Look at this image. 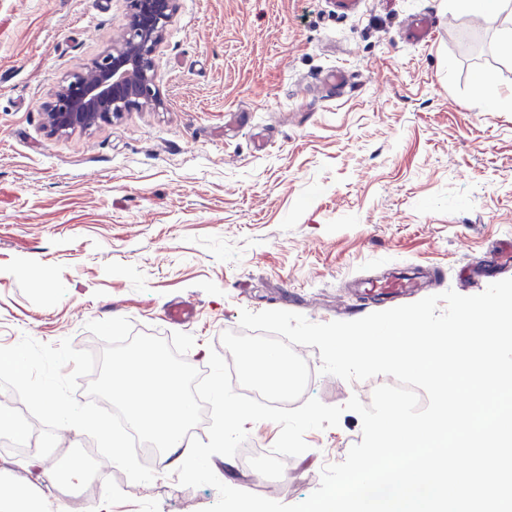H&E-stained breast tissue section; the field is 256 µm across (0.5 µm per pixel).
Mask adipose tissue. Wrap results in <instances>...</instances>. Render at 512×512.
<instances>
[{"mask_svg":"<svg viewBox=\"0 0 512 512\" xmlns=\"http://www.w3.org/2000/svg\"><path fill=\"white\" fill-rule=\"evenodd\" d=\"M107 386L127 420L139 433L157 441L163 469L185 476L198 473L189 433L195 409L184 394L182 372L169 365L161 350L132 348L114 361Z\"/></svg>","mask_w":512,"mask_h":512,"instance_id":"obj_1","label":"adipose tissue"}]
</instances>
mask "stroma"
I'll return each mask as SVG.
<instances>
[{
	"instance_id": "obj_1",
	"label": "stroma",
	"mask_w": 512,
	"mask_h": 512,
	"mask_svg": "<svg viewBox=\"0 0 512 512\" xmlns=\"http://www.w3.org/2000/svg\"><path fill=\"white\" fill-rule=\"evenodd\" d=\"M128 0H0V346L70 339L101 353L88 322L191 334L207 373L240 312L348 321L416 302L359 299L354 280L390 267L437 270L428 292L470 296L512 278L462 268L512 239V37L506 13L452 0H179L155 53L163 104L53 136L43 112L61 81L120 40ZM430 15L431 41L413 40ZM342 68L344 93L321 82ZM489 72L492 84L478 86ZM496 110H488V103ZM183 301L195 313L170 321ZM306 397L343 407L306 433L288 480L265 498L296 504L345 460L362 422L351 396L387 384L320 372ZM112 512H202L219 494L173 472L114 470Z\"/></svg>"
}]
</instances>
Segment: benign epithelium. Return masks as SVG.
Returning <instances> with one entry per match:
<instances>
[{
	"instance_id": "obj_1",
	"label": "benign epithelium",
	"mask_w": 512,
	"mask_h": 512,
	"mask_svg": "<svg viewBox=\"0 0 512 512\" xmlns=\"http://www.w3.org/2000/svg\"><path fill=\"white\" fill-rule=\"evenodd\" d=\"M178 0H129L119 44L93 61L90 80L73 74L58 85L45 109L48 131L63 135L110 122L148 103H160L154 56L177 11Z\"/></svg>"
}]
</instances>
